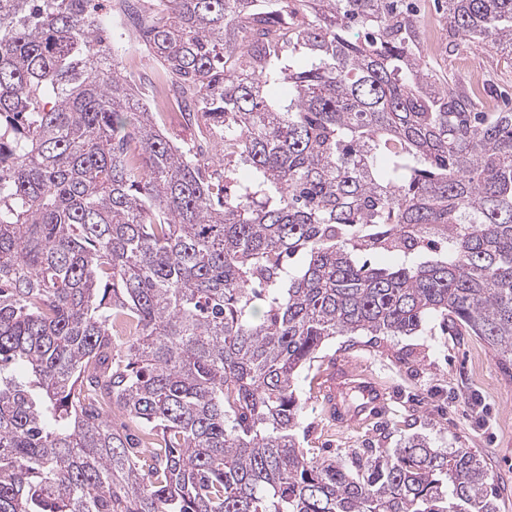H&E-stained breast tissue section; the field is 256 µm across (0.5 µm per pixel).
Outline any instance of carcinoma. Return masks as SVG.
<instances>
[{"label":"carcinoma","instance_id":"1","mask_svg":"<svg viewBox=\"0 0 512 512\" xmlns=\"http://www.w3.org/2000/svg\"><path fill=\"white\" fill-rule=\"evenodd\" d=\"M122 2L248 175L166 140L93 0H0V512H497L419 435L309 456L295 379L436 317L512 364V112L396 0ZM447 4L512 58V0Z\"/></svg>","mask_w":512,"mask_h":512}]
</instances>
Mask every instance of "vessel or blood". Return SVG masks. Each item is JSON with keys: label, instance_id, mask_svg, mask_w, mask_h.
I'll return each mask as SVG.
<instances>
[{"label": "vessel or blood", "instance_id": "obj_1", "mask_svg": "<svg viewBox=\"0 0 512 512\" xmlns=\"http://www.w3.org/2000/svg\"><path fill=\"white\" fill-rule=\"evenodd\" d=\"M321 393L329 418L339 425H351L364 415L378 413L386 403L383 389L344 360L322 377Z\"/></svg>", "mask_w": 512, "mask_h": 512}]
</instances>
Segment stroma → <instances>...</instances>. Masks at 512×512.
Returning a JSON list of instances; mask_svg holds the SVG:
<instances>
[{
    "label": "stroma",
    "instance_id": "35a3bbf8",
    "mask_svg": "<svg viewBox=\"0 0 512 512\" xmlns=\"http://www.w3.org/2000/svg\"><path fill=\"white\" fill-rule=\"evenodd\" d=\"M468 57V49L445 43L426 62L440 82L467 88ZM480 64L483 96L512 112V60L486 50ZM340 359L388 393L381 415L348 428L325 416L319 391L320 378ZM295 388L303 404L299 441L310 455L396 448L417 434L433 447L477 454L493 478L497 512H512V366L479 338L457 335L437 318L411 336H339L302 369Z\"/></svg>",
    "mask_w": 512,
    "mask_h": 512
}]
</instances>
